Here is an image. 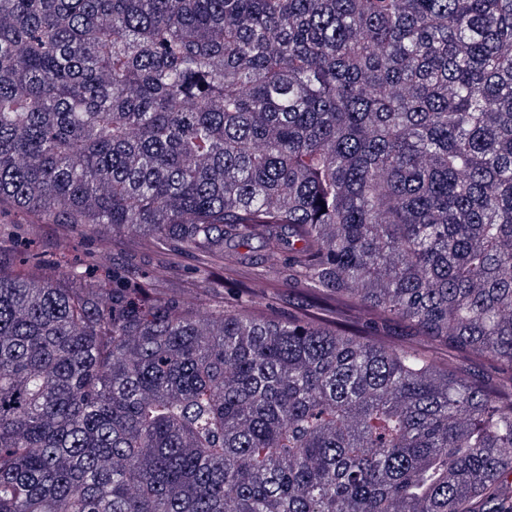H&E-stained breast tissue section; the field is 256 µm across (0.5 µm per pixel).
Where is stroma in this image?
Here are the masks:
<instances>
[{
	"instance_id": "stroma-1",
	"label": "stroma",
	"mask_w": 512,
	"mask_h": 512,
	"mask_svg": "<svg viewBox=\"0 0 512 512\" xmlns=\"http://www.w3.org/2000/svg\"><path fill=\"white\" fill-rule=\"evenodd\" d=\"M27 244L29 250L40 258L42 275H56L63 266H81L90 254L102 251L108 267L127 278L157 271L158 277L150 283L154 292L174 297L197 307H240L245 298L244 287L265 270V250L261 243L252 242L249 253L252 262L241 270L233 281H225L222 265H213L210 274L197 269L195 255L176 258L171 265H163V253L141 248L135 237L125 235L113 238L103 227L72 228L65 224H51L29 214L14 212L6 223L0 224V251L8 253ZM305 285L292 284L272 288L263 313L272 318L310 312Z\"/></svg>"
}]
</instances>
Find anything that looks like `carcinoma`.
Listing matches in <instances>:
<instances>
[{
    "label": "carcinoma",
    "mask_w": 512,
    "mask_h": 512,
    "mask_svg": "<svg viewBox=\"0 0 512 512\" xmlns=\"http://www.w3.org/2000/svg\"><path fill=\"white\" fill-rule=\"evenodd\" d=\"M7 209L318 312L0 255V512H512V0H0ZM266 306L261 312L271 318H284L297 313H316L308 301V292L303 284H288L282 288H269ZM264 303V304H265ZM387 334L390 336H385V338L390 342L405 346H416L419 349L433 354L438 362L445 366L448 365L449 361L465 374L477 375L487 371L486 364L479 360L455 357H450L448 360V350L432 347L430 344L424 342L419 336H416L411 329L404 326L392 325L387 329Z\"/></svg>",
    "instance_id": "cac0c4a2"
}]
</instances>
